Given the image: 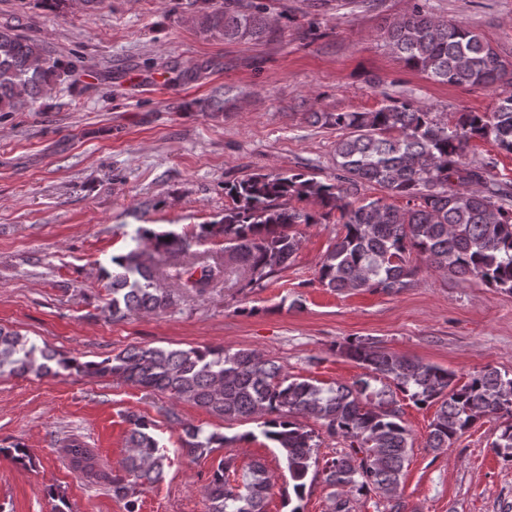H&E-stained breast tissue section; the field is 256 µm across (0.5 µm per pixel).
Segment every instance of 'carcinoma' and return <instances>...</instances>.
<instances>
[{"instance_id":"carcinoma-1","label":"carcinoma","mask_w":512,"mask_h":512,"mask_svg":"<svg viewBox=\"0 0 512 512\" xmlns=\"http://www.w3.org/2000/svg\"><path fill=\"white\" fill-rule=\"evenodd\" d=\"M201 13L202 28L226 42H275L281 30L263 0H187ZM391 50L406 67L427 79L458 87L496 89L512 85V61L503 58L463 22L434 17L417 3L384 28ZM71 61L51 58L20 25L0 24V112H20L46 95L52 82L73 75ZM233 101L227 92L188 108L222 112ZM312 125L340 132L336 175L327 182L304 173L252 174L224 187L231 203L217 221L224 233V262L201 264L189 258L191 242L174 231L141 228L134 237L154 242L157 253L173 255L174 273L160 276L145 252L135 247L112 257L103 272L111 295L112 322L138 313L172 308L177 294L203 296L224 279L243 292L288 268L301 245L294 227L320 224L332 215L344 226L320 261L319 282L332 291L398 293L417 280L421 266L512 292V183L496 179L490 166L466 162L474 138H490L512 153V94L491 112H460L453 125L416 101L388 100L366 112L307 113ZM377 185L403 198L398 208L382 198L354 199ZM312 200L318 209L296 206ZM338 350L366 373L327 388L288 376L283 365L251 349H166L132 345L101 361L81 362L21 333L0 327V375H56L59 370L89 377H115L138 388L169 394L226 421L259 422L261 435L279 448L303 499L313 458L314 432L300 422L313 418L331 437L348 446L325 461L323 482L331 489V512H352L351 496L374 493L393 501L391 512H405L396 495L413 447L397 404L398 390L417 406L436 404L426 444L448 447L475 421L500 422L492 448L512 461V375L497 368L473 374L462 385L437 365L399 356L370 337L348 341ZM127 455L122 468L131 477L110 478L112 497L126 512H138L136 487L162 480L168 454L142 416L128 417ZM187 454L224 447L226 437L182 425ZM73 470L100 476L96 450L78 439L64 448ZM230 463L220 461L204 487L207 512H266L270 480L265 465L250 466V478L234 485Z\"/></svg>"}]
</instances>
